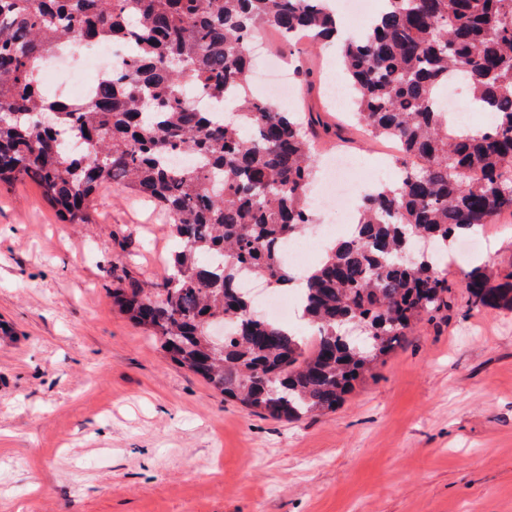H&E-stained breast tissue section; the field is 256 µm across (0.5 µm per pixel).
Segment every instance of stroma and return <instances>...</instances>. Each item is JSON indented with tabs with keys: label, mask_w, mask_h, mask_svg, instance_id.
I'll return each instance as SVG.
<instances>
[{
	"label": "stroma",
	"mask_w": 512,
	"mask_h": 512,
	"mask_svg": "<svg viewBox=\"0 0 512 512\" xmlns=\"http://www.w3.org/2000/svg\"><path fill=\"white\" fill-rule=\"evenodd\" d=\"M371 171L378 141L306 97ZM66 224L32 182L0 187V512H512V311L470 309L476 263L512 272V215L442 263L447 318L336 412L273 420L173 362L112 301L160 279L169 218L115 185Z\"/></svg>",
	"instance_id": "1"
}]
</instances>
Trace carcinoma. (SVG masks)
<instances>
[{"instance_id":"carcinoma-1","label":"carcinoma","mask_w":512,"mask_h":512,"mask_svg":"<svg viewBox=\"0 0 512 512\" xmlns=\"http://www.w3.org/2000/svg\"><path fill=\"white\" fill-rule=\"evenodd\" d=\"M327 0H0V185L28 180L65 224H96L101 190L123 185L168 212L181 248L170 273L117 276L112 299L169 358L224 397L275 420L334 412L424 320L450 307L440 260L512 215V0H383L340 55L350 115L400 146L401 176L363 195L357 224L308 277L306 340L255 313L240 269L279 289L281 244L314 222L312 111L252 95L250 46L271 29L336 33ZM133 43L92 96L42 88L65 44ZM304 93L320 78L295 58ZM460 76L491 113L477 131L438 103ZM199 88L203 110L187 98ZM53 115L49 126L33 117ZM471 308L512 310V273L464 274Z\"/></svg>"}]
</instances>
